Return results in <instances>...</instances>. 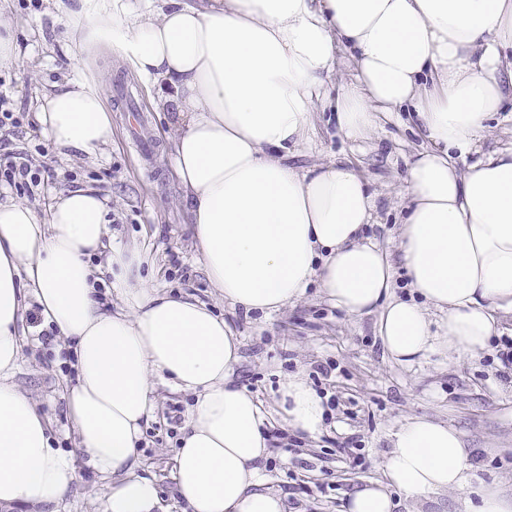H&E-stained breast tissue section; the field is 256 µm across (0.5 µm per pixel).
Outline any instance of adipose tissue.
Masks as SVG:
<instances>
[{"mask_svg":"<svg viewBox=\"0 0 512 512\" xmlns=\"http://www.w3.org/2000/svg\"><path fill=\"white\" fill-rule=\"evenodd\" d=\"M66 19L79 54L111 49L169 113L192 238L225 305L270 315L317 282L348 315L377 314L399 363L488 349L496 312L512 311V146L463 171L453 157L512 100V0H73ZM343 54L354 77L334 95ZM321 105L352 140L384 114L414 113L430 144L408 169L398 261L365 235L374 198L351 164L289 161ZM37 120L61 156L112 141V112L84 78L46 95ZM106 212L89 188L59 194L43 217L0 202V507H51L77 477L13 382L35 306L69 343L77 446L112 479L104 512H158L155 482L136 473L158 377L197 396L174 465L190 512H285L260 468L265 417L232 379L238 338L205 304L129 282L142 256L107 244ZM97 255L123 307L100 300ZM398 264L411 297L395 292ZM282 404L289 427L321 432L325 407L304 378H288ZM470 457L454 426L410 418L381 460L383 481L357 487L343 512H392L396 491L418 502L470 488L468 512H512V497L473 487Z\"/></svg>","mask_w":512,"mask_h":512,"instance_id":"ef3b65f1","label":"adipose tissue"}]
</instances>
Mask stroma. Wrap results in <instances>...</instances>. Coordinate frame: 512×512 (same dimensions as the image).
Listing matches in <instances>:
<instances>
[{"mask_svg": "<svg viewBox=\"0 0 512 512\" xmlns=\"http://www.w3.org/2000/svg\"><path fill=\"white\" fill-rule=\"evenodd\" d=\"M0 20L16 29L22 48L17 65L0 68V90L23 115L21 127L0 129V150L25 152L34 165L52 172L32 190H9L8 198L35 205L43 215L58 191L96 188L109 200L110 241L147 257L136 277L169 296L199 300L228 321L241 341L235 383L257 399L273 433L297 442L291 452L270 450L261 463L267 487L284 493L287 512H341L355 486L381 479L391 437L412 416L455 426L479 457L477 476L512 496V366L499 358L504 340L512 339L511 312L497 314L496 332L481 357L451 361L434 355L403 365L385 354L376 316L346 314L316 284L302 300L270 316L225 306L194 246L166 147L165 117L148 85L108 54L77 65L73 37L55 0H6ZM104 69L110 72L104 93L112 111L111 147L91 159L54 154L35 119L44 92L79 74L95 80ZM422 145L411 113H394L368 139L353 141L326 110L316 113L296 162L306 168L333 159L351 163L376 196L367 234L395 256L402 190L412 154ZM511 145L512 112L493 113L470 157L456 165L466 169L469 161ZM25 324L31 332L14 381L51 420L57 447L74 452L79 468L55 512H103L108 482L77 452L62 398L64 386L76 383L64 358L67 347L59 337L42 338L37 312H29ZM295 374L324 401L325 427L318 437L290 429L282 419L281 385ZM155 397L140 443V472L156 482L163 512H187L173 466L195 398L163 382L157 383Z\"/></svg>", "mask_w": 512, "mask_h": 512, "instance_id": "obj_1", "label": "stroma"}]
</instances>
